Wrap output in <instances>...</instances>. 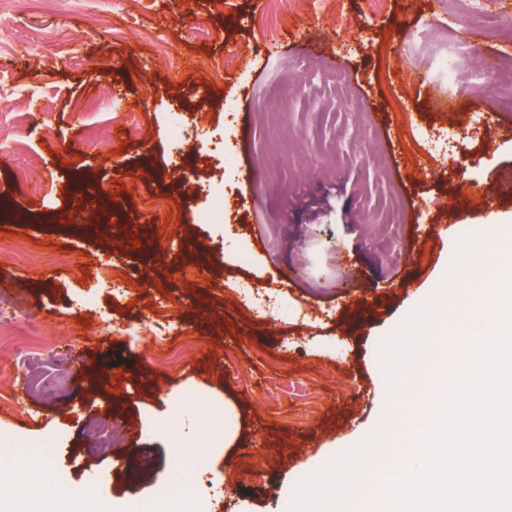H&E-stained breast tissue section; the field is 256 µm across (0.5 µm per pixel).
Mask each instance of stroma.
I'll use <instances>...</instances> for the list:
<instances>
[{"label": "stroma", "instance_id": "35a3bbf8", "mask_svg": "<svg viewBox=\"0 0 512 512\" xmlns=\"http://www.w3.org/2000/svg\"><path fill=\"white\" fill-rule=\"evenodd\" d=\"M267 8L26 0L0 19V120L28 144L0 142V389L19 405L0 471L45 451L102 512L162 492L287 512L303 476L406 413L435 331L484 330L460 298L512 230V0H307L268 29ZM476 42L505 60L502 103L480 72L447 114L436 62ZM216 191L225 219L201 223ZM226 406L233 446L180 456L203 435L187 413ZM105 413L137 439L81 458Z\"/></svg>", "mask_w": 512, "mask_h": 512}]
</instances>
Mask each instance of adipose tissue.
<instances>
[{"mask_svg":"<svg viewBox=\"0 0 512 512\" xmlns=\"http://www.w3.org/2000/svg\"><path fill=\"white\" fill-rule=\"evenodd\" d=\"M98 501L91 490L70 494L58 489L37 458L0 475V512H98Z\"/></svg>","mask_w":512,"mask_h":512,"instance_id":"obj_1","label":"adipose tissue"}]
</instances>
